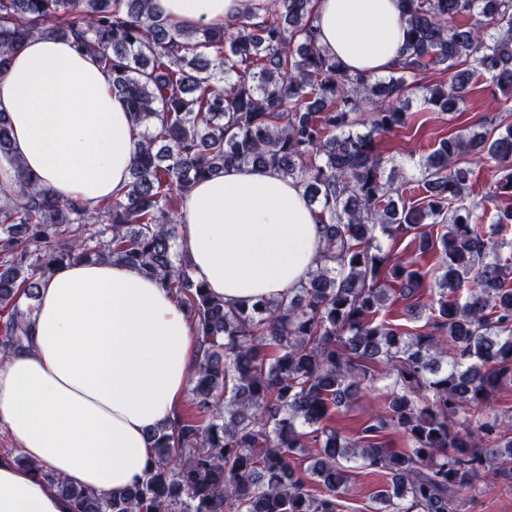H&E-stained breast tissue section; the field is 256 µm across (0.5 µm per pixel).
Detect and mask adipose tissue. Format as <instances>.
Wrapping results in <instances>:
<instances>
[{
  "label": "adipose tissue",
  "mask_w": 512,
  "mask_h": 512,
  "mask_svg": "<svg viewBox=\"0 0 512 512\" xmlns=\"http://www.w3.org/2000/svg\"><path fill=\"white\" fill-rule=\"evenodd\" d=\"M255 0H152L182 28L231 25ZM312 25L353 72L392 70L405 42L398 0H317ZM15 153L44 185L94 210L120 195L141 140L110 73L73 41L36 37L0 78ZM179 246L193 277L249 306L296 288L315 267L321 217L296 181L236 165L184 193ZM200 356L171 291L128 264L72 260L42 281L32 339L0 364V427L28 458L0 457V512H73L40 477L118 494L141 478L150 433L172 423Z\"/></svg>",
  "instance_id": "1"
}]
</instances>
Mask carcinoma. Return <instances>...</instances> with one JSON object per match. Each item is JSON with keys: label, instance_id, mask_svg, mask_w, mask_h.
Segmentation results:
<instances>
[{"label": "carcinoma", "instance_id": "obj_1", "mask_svg": "<svg viewBox=\"0 0 512 512\" xmlns=\"http://www.w3.org/2000/svg\"><path fill=\"white\" fill-rule=\"evenodd\" d=\"M316 0H274L224 27L184 31L151 0H0V75L35 35L73 38L112 75L145 127L119 197L87 212L43 186L14 154L0 114V360L24 347L40 282L76 258L156 278L194 321L201 356L192 415L152 434L142 480L118 496L39 468L73 512H339L352 461L390 477L374 512H459L461 497L512 483V424L487 406L512 385V170L473 194L486 158L512 161V123L450 134L421 163L385 172L375 136L411 121L410 93L460 111L471 80L512 90V0H399L406 40L388 76L353 73L317 44ZM471 17L463 27L455 19ZM441 66L448 82L427 85ZM269 167L320 208V263L295 292L235 306L192 278L179 250V199L228 166ZM495 205L489 229L474 214ZM415 233L437 257L435 321L409 332L380 316L388 287H424L418 259L379 236ZM381 382L384 408L353 441L333 411ZM402 435L406 449L382 440ZM309 456L302 471L295 455Z\"/></svg>", "mask_w": 512, "mask_h": 512}]
</instances>
